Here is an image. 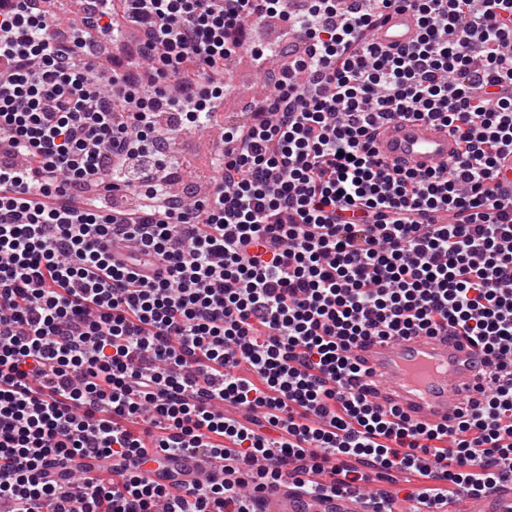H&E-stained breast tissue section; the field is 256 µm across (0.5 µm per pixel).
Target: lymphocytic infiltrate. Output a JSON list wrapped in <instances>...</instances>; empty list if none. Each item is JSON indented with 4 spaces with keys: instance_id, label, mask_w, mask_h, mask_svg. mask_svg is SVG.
<instances>
[{
    "instance_id": "1",
    "label": "lymphocytic infiltrate",
    "mask_w": 512,
    "mask_h": 512,
    "mask_svg": "<svg viewBox=\"0 0 512 512\" xmlns=\"http://www.w3.org/2000/svg\"><path fill=\"white\" fill-rule=\"evenodd\" d=\"M93 0L63 29L0 0V500L9 512H257L283 482L360 494L512 484V0ZM414 11L397 51L371 31ZM305 55L225 128L201 204L169 191L166 112L203 125L257 20ZM462 145L390 170L381 122ZM126 184L130 210L107 203ZM458 336L497 373L452 426L371 400V337ZM234 405L226 413V405ZM211 461L167 483L147 462Z\"/></svg>"
}]
</instances>
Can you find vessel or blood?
Instances as JSON below:
<instances>
[{
    "label": "vessel or blood",
    "instance_id": "obj_1",
    "mask_svg": "<svg viewBox=\"0 0 512 512\" xmlns=\"http://www.w3.org/2000/svg\"><path fill=\"white\" fill-rule=\"evenodd\" d=\"M417 35L411 11H392L373 30L374 42L396 48ZM379 156L390 166L424 171L455 158L459 142L436 123L395 119L384 123L376 139ZM355 355L377 390L376 400L403 410L413 422L446 427L465 397L474 395L490 371V363L468 342L449 336L372 338ZM166 470L202 476L208 468L202 457L165 459ZM260 512H365L360 499L330 493H306L283 484L265 494Z\"/></svg>",
    "mask_w": 512,
    "mask_h": 512
}]
</instances>
